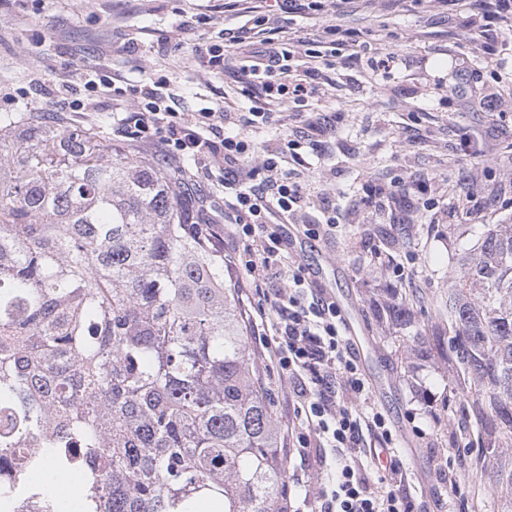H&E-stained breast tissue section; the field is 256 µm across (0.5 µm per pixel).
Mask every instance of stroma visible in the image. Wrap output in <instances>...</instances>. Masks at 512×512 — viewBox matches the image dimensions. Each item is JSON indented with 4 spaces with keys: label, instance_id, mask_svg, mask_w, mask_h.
<instances>
[{
    "label": "stroma",
    "instance_id": "stroma-1",
    "mask_svg": "<svg viewBox=\"0 0 512 512\" xmlns=\"http://www.w3.org/2000/svg\"><path fill=\"white\" fill-rule=\"evenodd\" d=\"M244 22L235 0H0V119L54 112L65 124L103 128L122 142L111 90L86 88L81 77L91 68L131 85L160 82L185 118L206 107L241 123L264 92L233 59L209 70L199 52L223 44L225 31ZM335 23L354 35L355 56L329 58L307 105L276 106L272 124L244 133L260 155L279 135L296 139L310 121L324 123L325 158L306 150L303 163L289 165L307 194L288 226L291 253L311 287L351 318L348 343L359 347L375 405L397 433L404 494L417 512H473L471 492L487 484L472 447L475 421L459 406L445 357L403 358V331L383 307L394 297L406 301L419 331L443 333L440 308L456 254L485 225L512 224V26L494 25L496 54L485 67L476 62L469 11L448 14L438 0H354L341 18L278 6L265 14L266 28H281L293 42L298 65L308 48L329 41ZM384 58L389 66H381ZM183 165L185 193L200 219L227 233L223 163ZM435 175L448 181L439 198L427 187ZM397 178L405 184L395 196L369 201L371 189ZM327 200L340 222L309 239L305 227L324 222ZM249 344L279 426L297 430L271 348L254 335ZM287 459L288 512H309L319 466L292 450ZM446 470L456 474V488L444 483Z\"/></svg>",
    "mask_w": 512,
    "mask_h": 512
}]
</instances>
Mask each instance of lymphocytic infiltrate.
Segmentation results:
<instances>
[{"label":"lymphocytic infiltrate","mask_w":512,"mask_h":512,"mask_svg":"<svg viewBox=\"0 0 512 512\" xmlns=\"http://www.w3.org/2000/svg\"><path fill=\"white\" fill-rule=\"evenodd\" d=\"M230 50L240 70L261 85L266 96L297 104L308 100L319 61L332 54L322 43L308 49L309 63L299 74L287 42L277 37L241 39ZM112 99L116 111L136 108L132 126L123 131L128 140L160 148L169 163L188 155L205 166L224 164V186L234 197L224 221L241 243L232 253V263L261 296L250 327L273 344L277 367L293 387L301 430L293 434L292 446L301 454L329 448L338 456L313 512H414L413 502L401 490L402 463L394 453L393 434L372 403L346 345L340 310L335 302L308 292L304 269L292 261L279 223L306 203L302 186L291 180L284 164L301 161V146L319 150L322 128L311 127L305 141L290 139L267 150L258 166L244 171L240 161L249 143L236 136L210 138L215 118L210 109L185 118L146 85L113 88ZM274 279L287 280V287L266 291ZM383 455L389 461L387 473L371 480L360 459Z\"/></svg>","instance_id":"1"}]
</instances>
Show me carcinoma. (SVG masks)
I'll return each mask as SVG.
<instances>
[{"instance_id":"carcinoma-1","label":"carcinoma","mask_w":512,"mask_h":512,"mask_svg":"<svg viewBox=\"0 0 512 512\" xmlns=\"http://www.w3.org/2000/svg\"><path fill=\"white\" fill-rule=\"evenodd\" d=\"M0 127V506L57 512L29 471L79 468L83 512H288L287 456L219 235L169 167L44 114ZM447 351L512 512V224L455 257Z\"/></svg>"}]
</instances>
